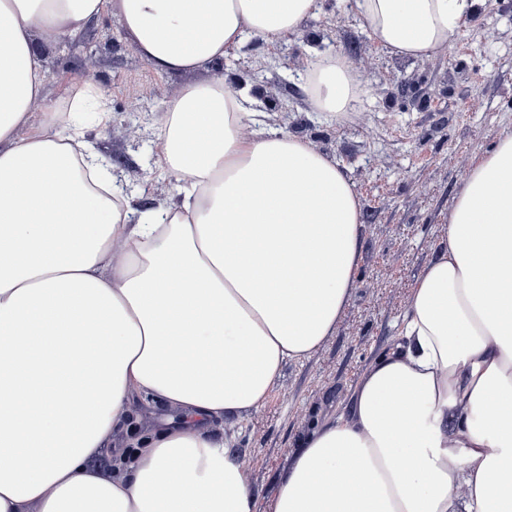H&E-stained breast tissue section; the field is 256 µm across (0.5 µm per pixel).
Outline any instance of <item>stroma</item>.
<instances>
[{"instance_id":"obj_1","label":"stroma","mask_w":512,"mask_h":512,"mask_svg":"<svg viewBox=\"0 0 512 512\" xmlns=\"http://www.w3.org/2000/svg\"><path fill=\"white\" fill-rule=\"evenodd\" d=\"M364 39L343 0H322L318 14L278 45L254 36L199 70L156 71L113 15L77 38L39 43L48 103L68 107L89 87L104 104L107 123L92 112L78 118L117 185L128 188L133 211L181 205L160 166L156 134L169 100L215 79L248 92L262 88L272 101L260 115L263 127L301 138L338 163L359 196L360 266L334 332L308 359L287 363L264 407L239 421L234 451L262 504L276 496L302 437L345 409L362 372L391 345L416 279L438 256L469 164L512 136V0H488L447 52L405 58L377 48L356 111H316L293 67L306 61L307 46L348 57ZM185 420L178 409L135 398L112 445Z\"/></svg>"}]
</instances>
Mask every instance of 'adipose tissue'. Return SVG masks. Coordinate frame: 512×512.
<instances>
[{
  "mask_svg": "<svg viewBox=\"0 0 512 512\" xmlns=\"http://www.w3.org/2000/svg\"><path fill=\"white\" fill-rule=\"evenodd\" d=\"M375 43L447 50L487 0H345ZM320 0H0V512H256L232 451L284 365L309 358L349 302L361 204L342 168L266 131L243 90L186 86L159 157L183 196L130 210L46 109L36 34L109 12L159 70L203 69L247 36L276 43ZM317 111H352L340 53L309 48ZM188 417L101 467L132 397ZM265 512H512V138L474 160L391 346L316 422Z\"/></svg>",
  "mask_w": 512,
  "mask_h": 512,
  "instance_id": "ef3b65f1",
  "label": "adipose tissue"
}]
</instances>
